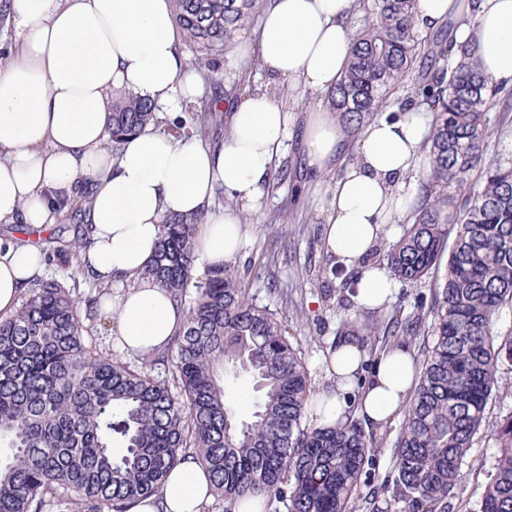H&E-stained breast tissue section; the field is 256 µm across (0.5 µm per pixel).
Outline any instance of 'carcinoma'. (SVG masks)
<instances>
[{
    "mask_svg": "<svg viewBox=\"0 0 512 512\" xmlns=\"http://www.w3.org/2000/svg\"><path fill=\"white\" fill-rule=\"evenodd\" d=\"M172 3L185 43L207 56L220 54L261 7L260 0ZM414 5L358 0L353 14L365 24L328 103L353 136L408 79V100L434 112L420 205L381 251L400 282L444 270L434 304L407 318L397 305L357 330L372 348L391 337L420 341L418 383L394 447L393 501L401 512H445L499 367L512 362V336L496 331L512 307V167L485 163L495 103L476 52L455 53L453 19L421 34ZM218 103L190 106L186 131L208 138L223 122ZM154 118L145 99L121 93L112 103V141ZM164 229L145 275L180 306L189 286L197 293L182 327L151 360L169 365L174 385L90 340L81 310L97 306L93 292L78 296L56 278L42 279L14 314L0 316V512H125L130 500L157 493L190 452L229 505L263 496L284 512H349L376 432L352 417L330 428L303 424L309 370L278 312L227 266L193 281L195 222L170 218ZM90 244L85 227L47 261ZM243 378L256 393L247 420L227 395ZM492 438L498 453L479 512H512V411L499 417Z\"/></svg>",
    "mask_w": 512,
    "mask_h": 512,
    "instance_id": "1",
    "label": "carcinoma"
}]
</instances>
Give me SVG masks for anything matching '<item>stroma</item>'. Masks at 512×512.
Listing matches in <instances>:
<instances>
[{
	"mask_svg": "<svg viewBox=\"0 0 512 512\" xmlns=\"http://www.w3.org/2000/svg\"><path fill=\"white\" fill-rule=\"evenodd\" d=\"M313 101L323 104L327 97L318 94ZM310 102L304 100L296 106L299 123L294 127L284 161L290 177L286 182L270 184L260 212L246 216V236L230 267L238 272L258 302L278 310L289 336L303 349L311 391L316 394L327 385L320 359L341 339V323L352 314L353 291L344 285L349 270H342L337 277L332 274L335 261L324 251L323 217L311 196L316 183L329 182L342 168L337 165L328 171H318L307 163L301 121ZM273 286L287 292V303H280L276 295L270 294ZM510 410L512 363L506 362L499 369L498 390L488 405L483 428L463 466L464 480L452 501L453 512H478L497 454L490 432L499 416ZM399 428L396 422L386 427L382 444L370 451L353 512H373L372 502L390 500L384 479L394 466Z\"/></svg>",
	"mask_w": 512,
	"mask_h": 512,
	"instance_id": "stroma-1",
	"label": "stroma"
}]
</instances>
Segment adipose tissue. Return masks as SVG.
Listing matches in <instances>:
<instances>
[{
	"label": "adipose tissue",
	"mask_w": 512,
	"mask_h": 512,
	"mask_svg": "<svg viewBox=\"0 0 512 512\" xmlns=\"http://www.w3.org/2000/svg\"><path fill=\"white\" fill-rule=\"evenodd\" d=\"M356 0H265L251 35L229 51L228 64H261V75L289 94L322 93L340 78ZM422 29L452 18L454 43L477 52L490 80L512 87V0H417ZM11 48L0 60V224L37 229L57 223L85 199L92 244L75 261L99 284L100 310L119 347L150 355L181 326L184 312L145 276L169 216L196 221L199 273L223 268L239 252L242 217L258 213L285 158L292 109L258 90L224 110L229 133L218 142L178 132L187 105L211 94L181 50L170 0H12ZM130 89L156 108L150 122L112 150V97ZM433 114L414 105L365 125L356 159L328 183L324 247L355 270L353 300L368 311L390 302L397 286L373 254L390 228L411 214L416 182L429 168ZM306 158L318 170L339 161L344 134L330 113L312 110L304 129ZM46 271L39 245L0 238V315L12 314L30 283ZM364 352L348 338L323 357L327 391L305 414L329 427L348 410L386 425L414 387L416 364L405 344L382 352L366 384L356 385ZM207 471L184 456L158 493L126 512H207Z\"/></svg>",
	"instance_id": "1"
}]
</instances>
